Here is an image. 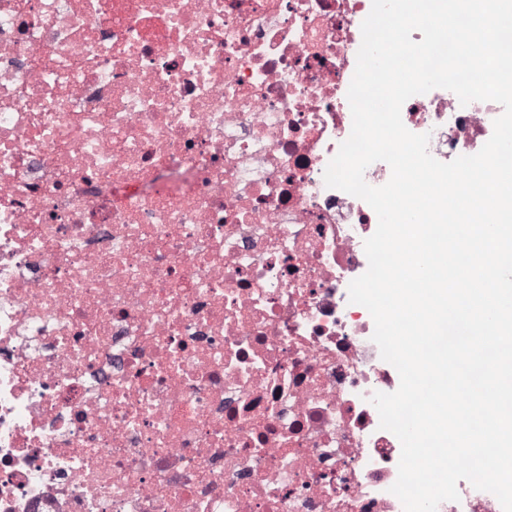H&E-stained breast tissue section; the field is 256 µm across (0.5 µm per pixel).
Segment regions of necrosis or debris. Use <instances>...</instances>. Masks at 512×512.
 <instances>
[{
  "label": "necrosis or debris",
  "mask_w": 512,
  "mask_h": 512,
  "mask_svg": "<svg viewBox=\"0 0 512 512\" xmlns=\"http://www.w3.org/2000/svg\"><path fill=\"white\" fill-rule=\"evenodd\" d=\"M372 0H0V512H404L327 188ZM503 112L437 88L439 161Z\"/></svg>",
  "instance_id": "4bbe7bcc"
}]
</instances>
